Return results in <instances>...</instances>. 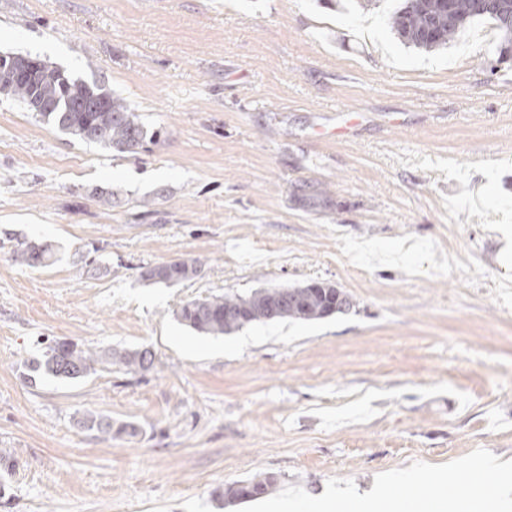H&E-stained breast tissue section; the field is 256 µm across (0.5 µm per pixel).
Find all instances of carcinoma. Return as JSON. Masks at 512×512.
Here are the masks:
<instances>
[{"instance_id":"1","label":"carcinoma","mask_w":512,"mask_h":512,"mask_svg":"<svg viewBox=\"0 0 512 512\" xmlns=\"http://www.w3.org/2000/svg\"><path fill=\"white\" fill-rule=\"evenodd\" d=\"M472 3L473 0H454V20L450 22L441 0H403L392 16V29L405 44L432 50L454 43L474 21L484 19L493 24L499 35L498 52L512 49V27L502 25L493 15L474 12ZM430 23L439 32L436 39L422 36V30ZM31 92L43 104L44 111L39 116L80 142L102 144L118 153L135 155L158 136V132L148 131L129 104L113 96L105 86L75 78L59 67L44 65L31 86L0 85V97L15 99L24 105ZM13 259L28 268L40 269L55 263L56 253L50 243L23 242L14 250ZM198 263L197 258L188 260L174 275L143 272L141 277L155 284L175 286L193 279ZM351 308L353 302L349 296L339 300L336 291L316 288L311 282L295 288H260L246 296L220 295L192 300L181 306L177 318L198 333L222 336L252 323L319 320L346 313ZM104 363L148 371L154 366L155 354L147 347L93 352L72 341L53 340L45 347L42 358L28 365L29 372L23 377L31 386L43 376L77 380L95 370V365ZM78 424L87 431L108 436L114 431L136 433L131 424L112 429V418L101 414H87ZM276 484L277 478L273 475L235 481L225 485L219 497L226 504L253 501L270 494Z\"/></svg>"}]
</instances>
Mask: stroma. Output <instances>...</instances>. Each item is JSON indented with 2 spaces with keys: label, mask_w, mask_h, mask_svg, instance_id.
Wrapping results in <instances>:
<instances>
[{
  "label": "stroma",
  "mask_w": 512,
  "mask_h": 512,
  "mask_svg": "<svg viewBox=\"0 0 512 512\" xmlns=\"http://www.w3.org/2000/svg\"><path fill=\"white\" fill-rule=\"evenodd\" d=\"M390 0H0V53L97 81L134 156L0 101V512H254L412 468L512 463V61L405 45ZM48 241L50 267L11 258ZM201 259L166 287L143 267ZM101 272L87 274V263ZM328 281L344 314L197 333L190 300ZM141 373L22 379L44 339ZM86 413L137 427L107 437ZM276 484L277 478L274 475L235 481L225 485L219 497L224 499L225 504L253 501L270 494Z\"/></svg>",
  "instance_id": "stroma-1"
}]
</instances>
